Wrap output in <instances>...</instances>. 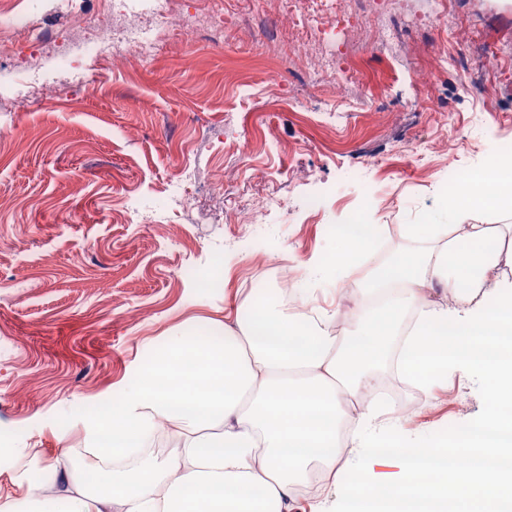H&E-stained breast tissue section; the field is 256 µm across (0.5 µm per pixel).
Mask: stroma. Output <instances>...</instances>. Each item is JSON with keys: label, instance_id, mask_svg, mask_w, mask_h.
<instances>
[{"label": "stroma", "instance_id": "1", "mask_svg": "<svg viewBox=\"0 0 512 512\" xmlns=\"http://www.w3.org/2000/svg\"><path fill=\"white\" fill-rule=\"evenodd\" d=\"M434 3L398 0L376 31L344 33L329 0H312L307 25L289 28L278 22L289 0H184L190 19L222 16L223 35L198 27L195 45L164 41L134 70L99 61L94 93L70 74L81 60L65 62L72 17L26 0L58 36L44 70L61 91L29 102L14 56H0V240L13 243L0 249V431L14 430L18 449L0 465V505L26 499L30 472H42L50 494L54 472L91 453L81 414L117 400L155 344L175 332L222 334L249 294L277 297V283L254 280L271 256L307 269L335 249L332 225L358 210L382 226L380 249L344 283L313 292L314 305L355 326L356 285L408 251L402 225L433 218L441 202L438 143H454L452 167L464 173L512 144V6L449 0L432 27ZM304 32L350 69L345 97L295 60ZM463 40L489 65L452 63L435 84L417 82ZM464 79L477 97H459ZM185 163L206 173L188 204L169 190ZM264 197L275 203L258 237L236 215ZM156 209L164 226L147 221ZM184 265L213 287L179 278ZM488 415L481 380L457 371L399 413L398 429L427 440Z\"/></svg>", "mask_w": 512, "mask_h": 512}]
</instances>
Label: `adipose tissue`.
<instances>
[{
    "instance_id": "ef3b65f1",
    "label": "adipose tissue",
    "mask_w": 512,
    "mask_h": 512,
    "mask_svg": "<svg viewBox=\"0 0 512 512\" xmlns=\"http://www.w3.org/2000/svg\"><path fill=\"white\" fill-rule=\"evenodd\" d=\"M444 203L446 224H408L413 248L359 290L355 329L331 315L248 296L223 337L167 336L112 406L113 460L92 488H64L32 512H293L319 469L343 512H512V283L464 311L420 304L425 289L481 288L499 261L485 213L512 214V168L474 169ZM375 224H340L336 249L308 271L338 280L371 253ZM421 393L449 371L482 377L488 418L452 438L401 439L388 403L364 402L379 368ZM183 443L160 466L145 445L156 418ZM397 463L392 480L374 468Z\"/></svg>"
}]
</instances>
